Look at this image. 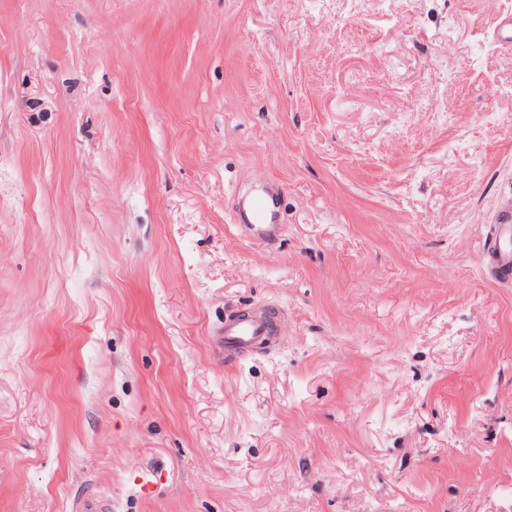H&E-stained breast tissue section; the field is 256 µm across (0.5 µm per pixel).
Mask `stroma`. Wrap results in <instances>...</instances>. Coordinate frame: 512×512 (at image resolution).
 <instances>
[{"mask_svg":"<svg viewBox=\"0 0 512 512\" xmlns=\"http://www.w3.org/2000/svg\"><path fill=\"white\" fill-rule=\"evenodd\" d=\"M505 10L0 0V512H512ZM235 222L247 239L272 244L281 227L279 187L264 176L254 178L240 196ZM481 249L482 262L490 277L500 283L512 282V190L502 195L493 212ZM275 313V321L263 314H242L224 319V333L218 334L219 344L224 350L244 351L262 343L267 336H288V321ZM272 334V335H271Z\"/></svg>","mask_w":512,"mask_h":512,"instance_id":"obj_1","label":"stroma"}]
</instances>
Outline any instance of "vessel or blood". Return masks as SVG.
<instances>
[{"label":"vessel or blood","instance_id":"1","mask_svg":"<svg viewBox=\"0 0 512 512\" xmlns=\"http://www.w3.org/2000/svg\"><path fill=\"white\" fill-rule=\"evenodd\" d=\"M235 221L247 239L272 244L281 227L278 186L266 177L254 178L240 196ZM481 258L492 279L504 284L512 282V192L500 197L486 226ZM270 335L287 337L288 322L284 317L242 314L225 319L218 340L225 350L244 351Z\"/></svg>","mask_w":512,"mask_h":512}]
</instances>
